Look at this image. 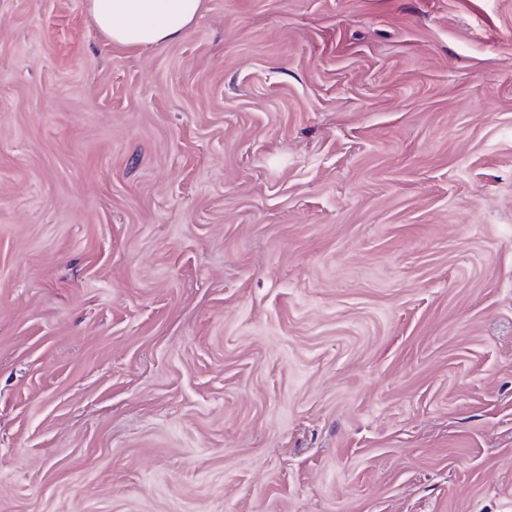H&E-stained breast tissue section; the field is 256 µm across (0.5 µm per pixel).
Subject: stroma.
I'll return each mask as SVG.
<instances>
[{
	"label": "stroma",
	"instance_id": "obj_1",
	"mask_svg": "<svg viewBox=\"0 0 512 512\" xmlns=\"http://www.w3.org/2000/svg\"><path fill=\"white\" fill-rule=\"evenodd\" d=\"M0 512H512V0H0ZM204 0H87L92 23L127 48L161 46L183 37Z\"/></svg>",
	"mask_w": 512,
	"mask_h": 512
}]
</instances>
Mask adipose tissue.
Masks as SVG:
<instances>
[{
  "label": "adipose tissue",
  "instance_id": "obj_1",
  "mask_svg": "<svg viewBox=\"0 0 512 512\" xmlns=\"http://www.w3.org/2000/svg\"><path fill=\"white\" fill-rule=\"evenodd\" d=\"M204 0H87L92 23L127 48L161 46L183 37Z\"/></svg>",
  "mask_w": 512,
  "mask_h": 512
}]
</instances>
